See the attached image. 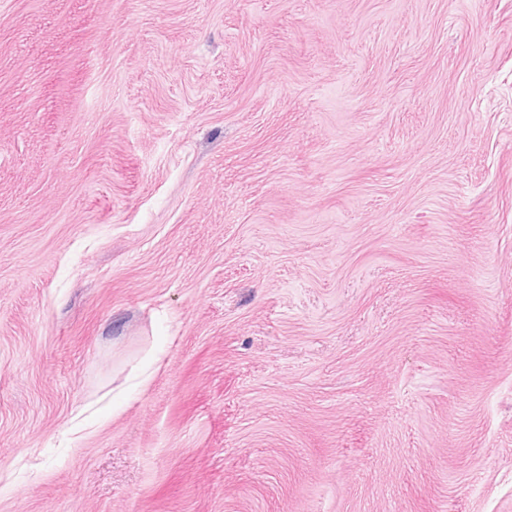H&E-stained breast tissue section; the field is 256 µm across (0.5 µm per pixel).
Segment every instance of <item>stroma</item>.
<instances>
[{
    "label": "stroma",
    "mask_w": 512,
    "mask_h": 512,
    "mask_svg": "<svg viewBox=\"0 0 512 512\" xmlns=\"http://www.w3.org/2000/svg\"><path fill=\"white\" fill-rule=\"evenodd\" d=\"M0 512H512V0H0Z\"/></svg>",
    "instance_id": "obj_1"
}]
</instances>
